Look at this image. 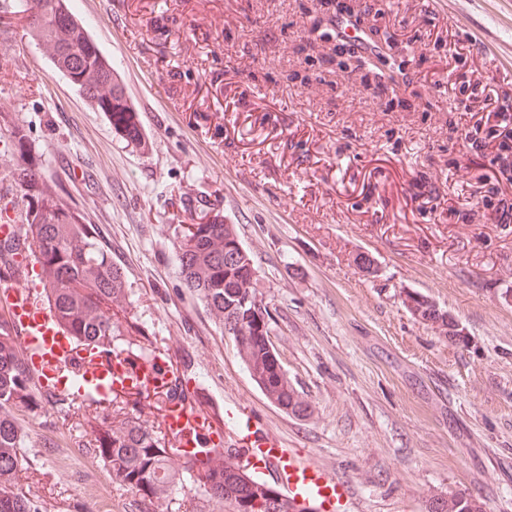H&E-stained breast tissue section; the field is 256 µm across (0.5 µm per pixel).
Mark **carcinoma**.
<instances>
[{
  "instance_id": "cac0c4a2",
  "label": "carcinoma",
  "mask_w": 512,
  "mask_h": 512,
  "mask_svg": "<svg viewBox=\"0 0 512 512\" xmlns=\"http://www.w3.org/2000/svg\"><path fill=\"white\" fill-rule=\"evenodd\" d=\"M14 14L25 21L43 52L54 65L76 78L79 91L112 127L129 142H141L136 112L97 42L77 20L69 0H17ZM40 264L45 304L52 308L70 333L99 348L145 336L138 327L123 323L110 312L121 307L126 295L124 272L112 263L104 245L74 215L44 199L25 227ZM239 237L232 226L190 224L180 231L179 262L185 287L198 294L219 320L251 379L271 404L294 416L310 415L302 397L284 370L270 340V314L257 296L249 255L233 259ZM252 300L242 305L246 295ZM405 304L422 308V321L448 336V313L422 306L419 294H409ZM119 400H112L115 417L94 438L90 455L102 463L117 487L149 505L169 490H198L209 502L228 512H296L274 485L259 479L238 462L233 451L224 453L222 473L216 467L194 468L179 461L178 449L166 436L132 419L120 418ZM39 405L33 387L19 365L14 338L0 321V512H38L33 500L15 483L24 465L21 448L25 434L14 412L32 411ZM484 512L483 503L467 492L432 497L427 512Z\"/></svg>"
}]
</instances>
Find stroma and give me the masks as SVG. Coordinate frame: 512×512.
<instances>
[{
    "mask_svg": "<svg viewBox=\"0 0 512 512\" xmlns=\"http://www.w3.org/2000/svg\"><path fill=\"white\" fill-rule=\"evenodd\" d=\"M0 0V202L33 169L125 273L120 320L176 352L191 384L251 411L353 491L349 512H427L464 490L512 512V181L496 136L512 115V0H70L137 113L141 145ZM376 26L405 61L379 86L310 45L319 22ZM26 148L9 150L16 133ZM231 224L257 271L271 341L311 405L298 418L250 379L185 288L181 224ZM368 256L374 273L355 263ZM432 299L463 347L413 317ZM17 483L39 512H221L179 493L145 508L86 447L84 406L16 413Z\"/></svg>",
    "mask_w": 512,
    "mask_h": 512,
    "instance_id": "35a3bbf8",
    "label": "stroma"
}]
</instances>
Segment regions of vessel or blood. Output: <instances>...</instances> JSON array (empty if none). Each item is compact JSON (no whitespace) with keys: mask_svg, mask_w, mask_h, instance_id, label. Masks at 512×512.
I'll return each mask as SVG.
<instances>
[{"mask_svg":"<svg viewBox=\"0 0 512 512\" xmlns=\"http://www.w3.org/2000/svg\"><path fill=\"white\" fill-rule=\"evenodd\" d=\"M35 292L23 252L0 257V310L16 339L22 368L38 392L63 395L80 405L108 404L139 390L163 392L173 384L175 355L140 359L116 351L93 353L74 341ZM201 399L200 389L189 390L163 411V428L182 459L197 460L207 452L221 462L225 429L219 420L225 417L235 421V444L245 449L256 474L269 476L291 504L303 512H342L349 503V484L312 454L286 447L251 412L204 408Z\"/></svg>","mask_w":512,"mask_h":512,"instance_id":"1","label":"vessel or blood"}]
</instances>
